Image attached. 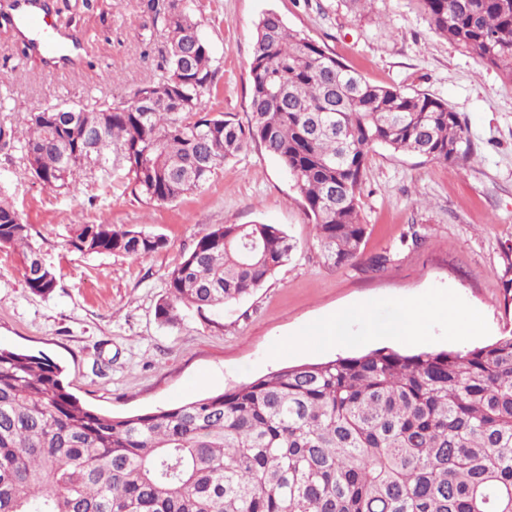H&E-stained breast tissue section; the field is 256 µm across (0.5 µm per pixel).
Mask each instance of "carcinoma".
I'll use <instances>...</instances> for the list:
<instances>
[{"label":"carcinoma","instance_id":"1","mask_svg":"<svg viewBox=\"0 0 512 512\" xmlns=\"http://www.w3.org/2000/svg\"><path fill=\"white\" fill-rule=\"evenodd\" d=\"M434 30L512 82V0H421ZM167 35L156 80L118 103L31 115L24 171L56 191L112 179L174 202L256 144L290 176L327 265L362 258L360 192L377 146L463 166L460 116L427 93L374 85L275 11L256 25L250 114L206 112L209 43L185 0H149ZM101 142L92 171L88 137ZM81 254L145 258L162 237L75 224ZM0 247L21 249L35 294L56 287L31 227L0 204ZM278 224H224L168 274L158 307H220L287 265ZM48 357L0 348V512H512V333L469 350L383 347L282 367L222 393L140 414L82 404Z\"/></svg>","mask_w":512,"mask_h":512}]
</instances>
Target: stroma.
Returning a JSON list of instances; mask_svg holds the SVG:
<instances>
[{
    "label": "stroma",
    "instance_id": "stroma-1",
    "mask_svg": "<svg viewBox=\"0 0 512 512\" xmlns=\"http://www.w3.org/2000/svg\"><path fill=\"white\" fill-rule=\"evenodd\" d=\"M148 0H70L67 33L81 50L51 72L0 23V124L23 139L29 116L49 105L127 99L150 82L165 50ZM209 41L216 70L208 112L246 121L255 25L269 10L326 47L369 82L425 92L459 113L473 159L463 167L378 146L361 190L367 226L358 263L324 264L301 199L281 164L253 145L225 162L201 189L172 203L135 194L122 166L112 185L59 193L25 174L19 148L0 149V200L32 227L52 292L32 293L19 259L0 249V347L56 363L68 390L114 415L144 413L215 395L286 366L360 349L463 350L512 331V82L480 65L431 27L419 0H187ZM113 71L114 81L103 78ZM106 222L162 236L144 259L84 255L68 244L73 224ZM278 224L298 246L261 288L221 309L179 307L162 323L168 274L197 240L221 224ZM383 256L382 268L371 259ZM452 293L476 317L467 336L429 321L423 336L370 337L397 320L405 302ZM364 307L350 343L325 341L324 319Z\"/></svg>",
    "mask_w": 512,
    "mask_h": 512
}]
</instances>
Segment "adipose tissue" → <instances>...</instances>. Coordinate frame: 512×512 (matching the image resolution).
I'll return each instance as SVG.
<instances>
[{
    "label": "adipose tissue",
    "instance_id": "adipose-tissue-1",
    "mask_svg": "<svg viewBox=\"0 0 512 512\" xmlns=\"http://www.w3.org/2000/svg\"><path fill=\"white\" fill-rule=\"evenodd\" d=\"M437 316L447 322L448 333L453 337L470 334L475 327L474 319L457 305L453 297L442 295L405 303L400 318L392 325L380 328L379 333L413 338L421 335L425 324Z\"/></svg>",
    "mask_w": 512,
    "mask_h": 512
}]
</instances>
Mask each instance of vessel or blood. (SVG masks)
I'll return each instance as SVG.
<instances>
[{
  "instance_id": "obj_1",
  "label": "vessel or blood",
  "mask_w": 512,
  "mask_h": 512,
  "mask_svg": "<svg viewBox=\"0 0 512 512\" xmlns=\"http://www.w3.org/2000/svg\"><path fill=\"white\" fill-rule=\"evenodd\" d=\"M19 12V29L34 35V50L53 64L65 63L80 48L73 36L52 31L38 0H16Z\"/></svg>"
}]
</instances>
